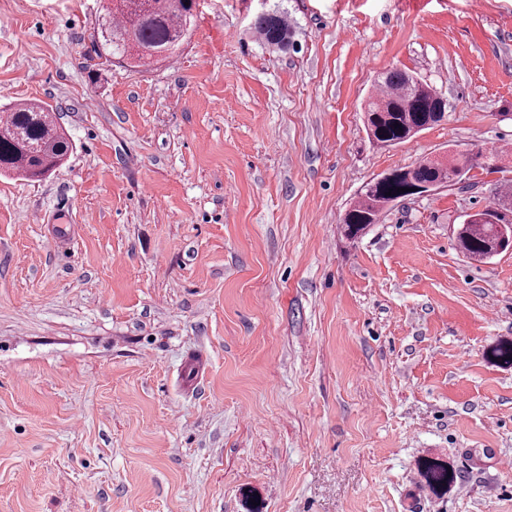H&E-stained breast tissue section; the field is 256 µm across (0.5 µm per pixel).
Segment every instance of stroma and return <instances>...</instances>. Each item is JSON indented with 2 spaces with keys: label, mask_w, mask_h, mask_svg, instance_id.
Instances as JSON below:
<instances>
[{
  "label": "stroma",
  "mask_w": 512,
  "mask_h": 512,
  "mask_svg": "<svg viewBox=\"0 0 512 512\" xmlns=\"http://www.w3.org/2000/svg\"><path fill=\"white\" fill-rule=\"evenodd\" d=\"M103 0H0V108L71 150L0 175V512H512V251L454 231L512 180V0H196L172 61L95 70ZM288 16L264 44L261 12ZM448 118L370 146L377 72ZM503 143L339 224L377 175ZM442 457L437 497L417 461ZM252 26L268 44L277 46L284 44L288 25L283 12H262L254 18ZM451 468V476H448ZM421 486L434 495L448 492L457 480L456 470L447 461L438 457L424 456L418 462Z\"/></svg>",
  "instance_id": "obj_1"
}]
</instances>
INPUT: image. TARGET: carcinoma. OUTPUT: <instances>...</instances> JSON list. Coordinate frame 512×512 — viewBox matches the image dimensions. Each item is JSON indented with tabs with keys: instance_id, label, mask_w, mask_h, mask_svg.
Returning a JSON list of instances; mask_svg holds the SVG:
<instances>
[{
	"instance_id": "1",
	"label": "carcinoma",
	"mask_w": 512,
	"mask_h": 512,
	"mask_svg": "<svg viewBox=\"0 0 512 512\" xmlns=\"http://www.w3.org/2000/svg\"><path fill=\"white\" fill-rule=\"evenodd\" d=\"M195 0H107L98 19L96 56L128 68H146L173 58L186 41V20L194 16ZM253 29L267 43L282 45L288 25L281 12H262ZM369 142L384 148L413 139L419 132L448 118V100L429 84L398 68L374 76L373 91L363 108ZM71 144L57 126L53 109L42 102L23 101L8 108L0 119V173L41 180L68 155ZM468 153L426 156L412 166L390 172L382 181L367 182L345 210L340 224L349 240L360 238L394 204L415 196L412 189L427 185L450 187L471 168ZM409 191L404 192L402 188ZM494 219L489 210L472 214V221L457 229V247L463 255L484 262L504 250V236L512 233V189L498 187ZM490 357L512 365V341L495 345ZM421 486L434 495L448 492L456 470L438 457L418 462Z\"/></svg>"
}]
</instances>
